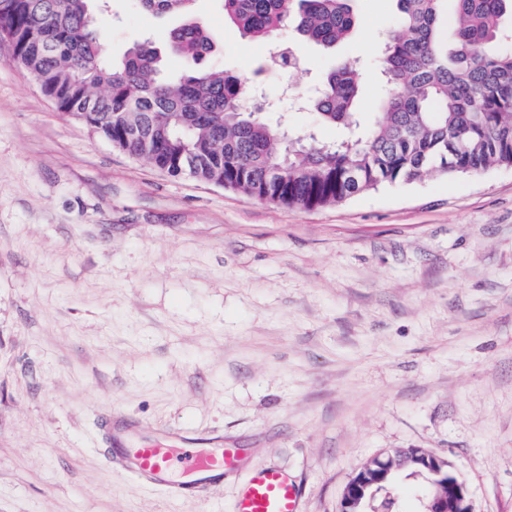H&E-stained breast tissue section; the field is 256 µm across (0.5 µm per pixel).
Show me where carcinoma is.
<instances>
[{"instance_id":"carcinoma-1","label":"carcinoma","mask_w":512,"mask_h":512,"mask_svg":"<svg viewBox=\"0 0 512 512\" xmlns=\"http://www.w3.org/2000/svg\"><path fill=\"white\" fill-rule=\"evenodd\" d=\"M92 2L0 0V50L59 111L172 177L306 210L433 173L512 167V0H395L394 28L377 57L388 86L379 116L369 123L356 111L351 60H336L318 93L301 99L300 108L342 128L332 142L272 119L267 103L253 104L254 82L203 65L214 40L191 15L195 0H136L144 12L184 17L170 47L191 67L176 79L147 43L108 59ZM351 2L224 0V16L272 44L266 65L290 72L299 57L281 30L333 48L358 24Z\"/></svg>"}]
</instances>
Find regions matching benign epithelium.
Returning <instances> with one entry per match:
<instances>
[{
	"label": "benign epithelium",
	"mask_w": 512,
	"mask_h": 512,
	"mask_svg": "<svg viewBox=\"0 0 512 512\" xmlns=\"http://www.w3.org/2000/svg\"><path fill=\"white\" fill-rule=\"evenodd\" d=\"M391 455L377 456L347 484L338 512H369L374 490L386 487L391 475L409 465L426 473V486L420 494L422 512H475L466 484L446 458L423 448H408Z\"/></svg>",
	"instance_id": "1"
}]
</instances>
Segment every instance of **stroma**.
I'll list each match as a JSON object with an SVG mask.
<instances>
[{
	"instance_id": "stroma-1",
	"label": "stroma",
	"mask_w": 512,
	"mask_h": 512,
	"mask_svg": "<svg viewBox=\"0 0 512 512\" xmlns=\"http://www.w3.org/2000/svg\"><path fill=\"white\" fill-rule=\"evenodd\" d=\"M353 7L356 33L301 44L290 73L221 0L194 10L209 65L271 98L360 60L371 117L396 4ZM176 23L133 0L99 20L109 57L147 40L173 76ZM162 431L282 468L302 512H337L396 448L451 461L477 512H512V167L283 208L116 150L0 53V512H231L239 473L182 501L106 463Z\"/></svg>"
}]
</instances>
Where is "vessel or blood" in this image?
Listing matches in <instances>:
<instances>
[{
    "instance_id": "b4317fda",
    "label": "vessel or blood",
    "mask_w": 512,
    "mask_h": 512,
    "mask_svg": "<svg viewBox=\"0 0 512 512\" xmlns=\"http://www.w3.org/2000/svg\"><path fill=\"white\" fill-rule=\"evenodd\" d=\"M110 467L131 480L164 490L168 496L196 500L222 484L234 471L240 452L235 448H167L155 441L135 448L104 451ZM299 485L281 468L267 466L252 471L242 484L235 512H302Z\"/></svg>"
}]
</instances>
